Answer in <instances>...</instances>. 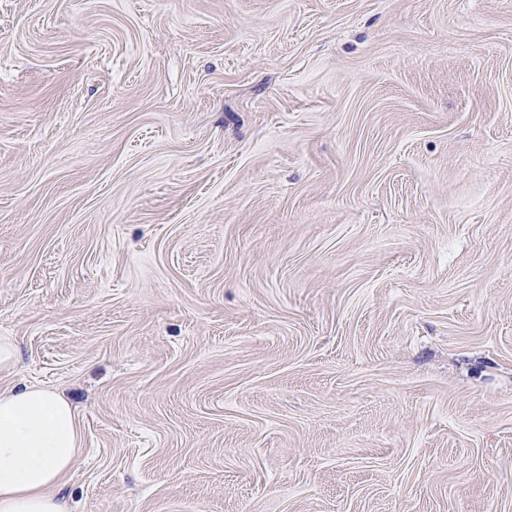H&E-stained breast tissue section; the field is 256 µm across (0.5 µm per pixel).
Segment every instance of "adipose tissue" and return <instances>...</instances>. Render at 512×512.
<instances>
[{"instance_id":"1","label":"adipose tissue","mask_w":512,"mask_h":512,"mask_svg":"<svg viewBox=\"0 0 512 512\" xmlns=\"http://www.w3.org/2000/svg\"><path fill=\"white\" fill-rule=\"evenodd\" d=\"M81 447L62 395L35 385L0 390V512H69L60 489Z\"/></svg>"}]
</instances>
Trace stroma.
Returning a JSON list of instances; mask_svg holds the SVG:
<instances>
[{"instance_id": "1", "label": "stroma", "mask_w": 512, "mask_h": 512, "mask_svg": "<svg viewBox=\"0 0 512 512\" xmlns=\"http://www.w3.org/2000/svg\"><path fill=\"white\" fill-rule=\"evenodd\" d=\"M0 336L72 512H512V0H0Z\"/></svg>"}]
</instances>
